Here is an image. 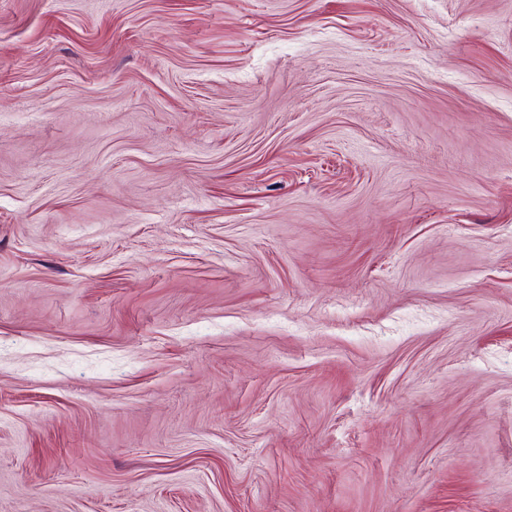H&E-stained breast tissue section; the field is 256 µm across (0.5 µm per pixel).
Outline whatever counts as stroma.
<instances>
[{
    "instance_id": "obj_1",
    "label": "stroma",
    "mask_w": 512,
    "mask_h": 512,
    "mask_svg": "<svg viewBox=\"0 0 512 512\" xmlns=\"http://www.w3.org/2000/svg\"><path fill=\"white\" fill-rule=\"evenodd\" d=\"M0 512H512V0H0Z\"/></svg>"
}]
</instances>
